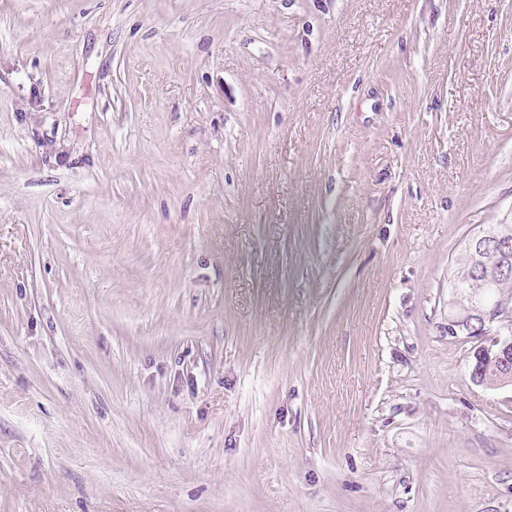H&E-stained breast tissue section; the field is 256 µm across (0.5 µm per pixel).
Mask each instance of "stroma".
I'll use <instances>...</instances> for the list:
<instances>
[{
  "instance_id": "1",
  "label": "stroma",
  "mask_w": 512,
  "mask_h": 512,
  "mask_svg": "<svg viewBox=\"0 0 512 512\" xmlns=\"http://www.w3.org/2000/svg\"><path fill=\"white\" fill-rule=\"evenodd\" d=\"M489 224L512 0H0V512H512ZM469 242L455 260L450 273L449 288L452 289L455 276L458 292L464 297L465 304H468V297H480L485 302L499 298L490 304L473 303L463 315H448V335L454 338L463 336L464 339L476 341L471 353L477 363L494 360L501 361L506 366L511 362L512 370V303L509 299L500 298L512 297V276L492 281L485 275H460V270L468 262L467 258L461 256L466 253Z\"/></svg>"
}]
</instances>
